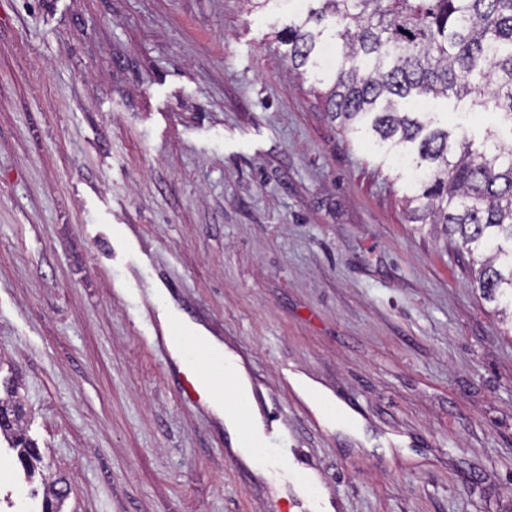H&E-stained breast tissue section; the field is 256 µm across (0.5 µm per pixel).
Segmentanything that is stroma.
I'll use <instances>...</instances> for the list:
<instances>
[{
	"instance_id": "1",
	"label": "stroma",
	"mask_w": 512,
	"mask_h": 512,
	"mask_svg": "<svg viewBox=\"0 0 512 512\" xmlns=\"http://www.w3.org/2000/svg\"><path fill=\"white\" fill-rule=\"evenodd\" d=\"M296 12L0 0V398L63 512H512V334L291 67ZM180 326L277 409L286 495L181 397ZM43 491L1 439L0 512Z\"/></svg>"
}]
</instances>
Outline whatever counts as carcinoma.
Returning a JSON list of instances; mask_svg holds the SVG:
<instances>
[{
  "label": "carcinoma",
  "mask_w": 512,
  "mask_h": 512,
  "mask_svg": "<svg viewBox=\"0 0 512 512\" xmlns=\"http://www.w3.org/2000/svg\"><path fill=\"white\" fill-rule=\"evenodd\" d=\"M288 24L282 42L292 67L330 79L332 119L380 148L381 163L411 172V214L441 226L478 258L484 299L512 310V141L487 128L454 134L432 112H407L408 99L470 98L512 124V0H314ZM337 43L333 70L320 68L322 44ZM0 434L27 478L42 458L20 430L19 406L3 405ZM49 484L42 512H62L67 494Z\"/></svg>",
  "instance_id": "obj_1"
}]
</instances>
